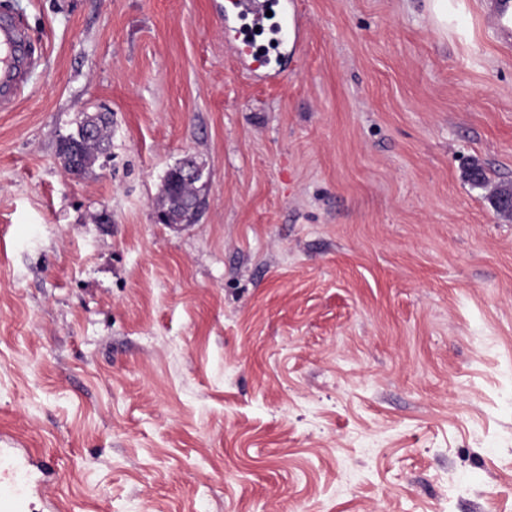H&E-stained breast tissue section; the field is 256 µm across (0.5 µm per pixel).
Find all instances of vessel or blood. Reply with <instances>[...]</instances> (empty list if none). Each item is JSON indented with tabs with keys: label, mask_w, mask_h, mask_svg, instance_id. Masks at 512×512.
<instances>
[{
	"label": "vessel or blood",
	"mask_w": 512,
	"mask_h": 512,
	"mask_svg": "<svg viewBox=\"0 0 512 512\" xmlns=\"http://www.w3.org/2000/svg\"><path fill=\"white\" fill-rule=\"evenodd\" d=\"M224 14L235 20L233 38L241 44L239 57L246 68L270 76V59L260 58L250 35L254 29L274 22L288 36L291 44H299L304 33L296 0H225ZM29 55L23 30L9 18L0 17V101L17 95L24 84ZM6 466L9 479L0 478V512H25V496L35 493L26 461L10 456L0 448V466Z\"/></svg>",
	"instance_id": "vessel-or-blood-1"
}]
</instances>
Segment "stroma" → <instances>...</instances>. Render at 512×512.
Wrapping results in <instances>:
<instances>
[{"label": "stroma", "instance_id": "stroma-1", "mask_svg": "<svg viewBox=\"0 0 512 512\" xmlns=\"http://www.w3.org/2000/svg\"><path fill=\"white\" fill-rule=\"evenodd\" d=\"M265 81L224 0H0V448L30 512H512V39L423 0H296ZM112 116L82 176L57 158ZM208 181L157 223L167 170ZM434 27L443 33L465 34L462 17L466 9L465 0H426ZM29 55L23 30L9 18L0 17V105L16 96L24 84ZM111 121L99 114L85 115L75 131L60 137L57 144V157L69 173L83 175L92 169L104 150ZM92 135L88 136L87 131Z\"/></svg>", "mask_w": 512, "mask_h": 512}]
</instances>
